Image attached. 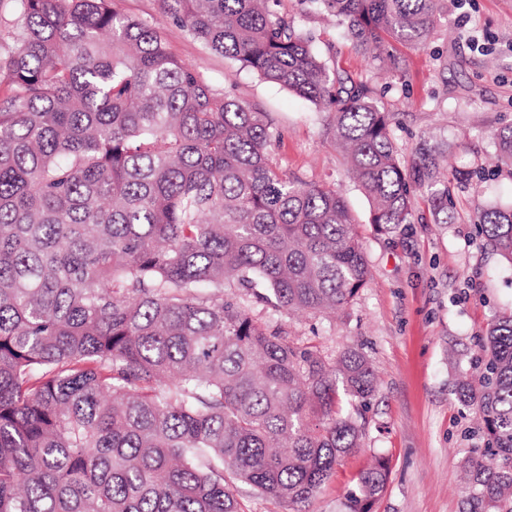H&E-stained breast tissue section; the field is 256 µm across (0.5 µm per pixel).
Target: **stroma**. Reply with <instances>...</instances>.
I'll return each mask as SVG.
<instances>
[{"instance_id": "35a3bbf8", "label": "stroma", "mask_w": 512, "mask_h": 512, "mask_svg": "<svg viewBox=\"0 0 512 512\" xmlns=\"http://www.w3.org/2000/svg\"><path fill=\"white\" fill-rule=\"evenodd\" d=\"M114 5L156 27L169 51L213 90L233 92L266 112L281 133L274 163L341 190L359 222L371 279L336 319L253 308L262 322L316 344L328 357L357 347L377 371L361 447L298 512H346L359 473L378 456L391 471L371 512H466L465 463L486 436L461 402L458 382L480 373L490 324L512 311V264L484 247L476 220L487 205H512V174L503 170L455 188L448 224L435 222L426 194H417L413 223L379 233L340 149L324 133V112L209 51L165 18L158 0ZM277 9L312 36L328 67L376 89L380 106L397 115L395 136L406 163L418 159L425 142L441 149V177L492 166L494 134L512 125V0H443L427 41L397 47L405 59L400 74L361 55L336 18L311 0H279Z\"/></svg>"}]
</instances>
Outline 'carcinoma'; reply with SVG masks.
<instances>
[{"label": "carcinoma", "instance_id": "cac0c4a2", "mask_svg": "<svg viewBox=\"0 0 512 512\" xmlns=\"http://www.w3.org/2000/svg\"><path fill=\"white\" fill-rule=\"evenodd\" d=\"M0 53V512H241L237 484L309 502L361 447L376 373L328 359L252 313L327 317L370 268L331 187L273 165L280 133L218 93L159 31L114 0H13ZM210 51L327 112L383 233L448 183L421 148L406 165L396 113L330 75L277 0H158ZM356 48L425 42L443 0H312ZM512 170V126L494 134ZM486 245L512 261V207L489 206ZM482 380L460 382L490 437L468 462V512H512V314L486 336ZM388 463L361 473L370 512Z\"/></svg>", "mask_w": 512, "mask_h": 512}]
</instances>
